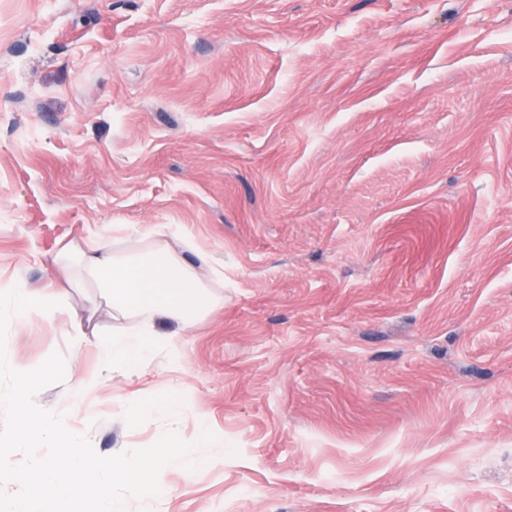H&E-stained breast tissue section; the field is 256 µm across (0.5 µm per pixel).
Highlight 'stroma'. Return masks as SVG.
<instances>
[{
    "label": "stroma",
    "mask_w": 512,
    "mask_h": 512,
    "mask_svg": "<svg viewBox=\"0 0 512 512\" xmlns=\"http://www.w3.org/2000/svg\"><path fill=\"white\" fill-rule=\"evenodd\" d=\"M147 224L206 318L134 370L82 288L6 337L99 455L215 435L125 512H512V0H0V282Z\"/></svg>",
    "instance_id": "1"
}]
</instances>
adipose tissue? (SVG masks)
<instances>
[{
	"label": "adipose tissue",
	"mask_w": 512,
	"mask_h": 512,
	"mask_svg": "<svg viewBox=\"0 0 512 512\" xmlns=\"http://www.w3.org/2000/svg\"><path fill=\"white\" fill-rule=\"evenodd\" d=\"M176 232L155 224L140 232V248L126 249L96 241L73 242L57 256L62 287L42 296V303H61L66 287H87L93 308L113 319H135V337L116 336L102 345L104 364L135 368L154 348L152 321L164 317L190 325L205 317L216 299L195 266L171 248Z\"/></svg>",
	"instance_id": "adipose-tissue-1"
}]
</instances>
